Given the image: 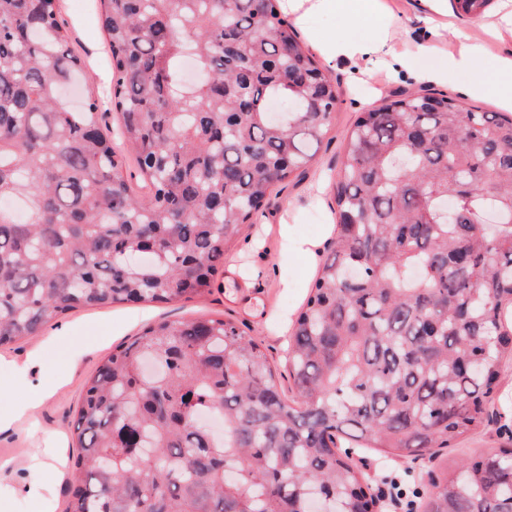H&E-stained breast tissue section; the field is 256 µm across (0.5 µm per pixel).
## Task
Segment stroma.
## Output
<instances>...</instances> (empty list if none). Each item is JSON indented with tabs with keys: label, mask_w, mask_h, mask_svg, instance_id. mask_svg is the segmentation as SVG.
Segmentation results:
<instances>
[{
	"label": "stroma",
	"mask_w": 512,
	"mask_h": 512,
	"mask_svg": "<svg viewBox=\"0 0 512 512\" xmlns=\"http://www.w3.org/2000/svg\"><path fill=\"white\" fill-rule=\"evenodd\" d=\"M382 3L395 19L389 36L396 51L407 60V68L393 71L376 67L366 71L347 60L329 67L328 72L337 84L339 102L327 134L306 172L287 185L276 187L261 219L242 228L225 254L224 271L210 295L190 301L81 308L46 326L39 337L0 348V358L20 363L36 341H44L47 366L33 371L28 383L49 382L59 375L66 378L30 418L0 431V463L11 462L12 483L16 488L8 512H32L22 489L33 475L48 489L43 512H67L69 497L65 484L54 479L52 457L61 449L67 462H74L77 450L71 421L86 381L113 349L130 341L147 324L223 316L261 344L280 391L292 396L294 386L286 360L292 317L300 311L321 263L289 252L286 225H295L306 237L322 239L326 226L336 221L332 183L355 119L400 92L417 89L410 68L447 62L460 48L457 31H464L471 42L483 48L484 61L474 67L472 78H485L486 61L512 52V25L501 26L495 36L487 31L488 24L497 19L501 0H492L489 10L479 18L449 12L437 36L428 35L425 29L426 10L421 0H382ZM101 8L100 0H82L78 6L72 0H60V15L71 33L70 47L84 61L85 84L93 94L103 98L109 88V64L105 52L107 36L99 22ZM78 325L106 334L107 339L74 366L70 363L73 342L69 334ZM490 410L492 418L483 429L461 440L456 448L441 449L433 459L392 461L356 450L357 462L377 501L376 512H421L414 499L430 494L431 473L447 464L478 459L492 448L512 447V362L504 368ZM393 480L399 482L407 498L412 500V507L392 508L388 487Z\"/></svg>",
	"instance_id": "1"
}]
</instances>
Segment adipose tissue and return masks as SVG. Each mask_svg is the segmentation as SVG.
Here are the masks:
<instances>
[{"label": "adipose tissue", "instance_id": "1", "mask_svg": "<svg viewBox=\"0 0 512 512\" xmlns=\"http://www.w3.org/2000/svg\"><path fill=\"white\" fill-rule=\"evenodd\" d=\"M290 14L296 23H303L313 11H339L350 20L359 22L368 17L382 18L379 0H286ZM318 51L325 63L331 64L339 58H346L372 68L379 65L404 67L405 61L399 56L385 32L370 36H352L331 33L316 41ZM481 57V48L475 44H462L457 57L441 66H424L413 73L421 84H437L447 81L449 73L468 75L474 63Z\"/></svg>", "mask_w": 512, "mask_h": 512}]
</instances>
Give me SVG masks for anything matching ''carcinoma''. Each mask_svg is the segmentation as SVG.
<instances>
[{
	"mask_svg": "<svg viewBox=\"0 0 512 512\" xmlns=\"http://www.w3.org/2000/svg\"><path fill=\"white\" fill-rule=\"evenodd\" d=\"M102 2L116 144L96 98L64 95L83 64L59 0H0V347L78 307L209 294L336 108L278 0ZM333 194L288 338L295 395L231 321L146 326L85 385L68 512H372L337 440L415 461L489 421L512 358V113L401 94L358 116ZM432 481L422 512H512V448Z\"/></svg>",
	"mask_w": 512,
	"mask_h": 512,
	"instance_id": "1",
	"label": "carcinoma"
}]
</instances>
